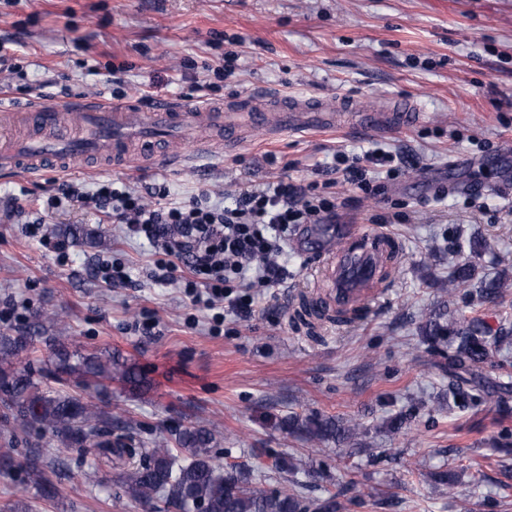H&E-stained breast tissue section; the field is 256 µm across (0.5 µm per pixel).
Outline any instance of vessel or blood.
Listing matches in <instances>:
<instances>
[{"instance_id": "vessel-or-blood-1", "label": "vessel or blood", "mask_w": 512, "mask_h": 512, "mask_svg": "<svg viewBox=\"0 0 512 512\" xmlns=\"http://www.w3.org/2000/svg\"><path fill=\"white\" fill-rule=\"evenodd\" d=\"M278 112H266L259 97H242L231 106L245 112L250 129L272 134L301 133L310 127H332L336 115L313 98L280 96ZM0 118L23 120L39 131V138L14 148L0 150V171L13 170L26 176L40 173L47 164H64L81 159L98 162L110 156L113 166L126 165L130 143L151 145L175 138L193 128H207L235 143L236 130L227 128L224 109L194 102H172L145 112L131 101L106 105L80 99L69 104L32 105L17 110L10 99L0 96ZM421 115L412 103L399 100L389 115L364 111L357 115L358 127L406 128L418 123ZM392 238L382 231L358 233L346 226L336 229V252L329 263L328 275L335 295L343 300L366 297L375 284V266Z\"/></svg>"}]
</instances>
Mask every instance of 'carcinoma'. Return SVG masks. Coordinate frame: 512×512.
I'll return each instance as SVG.
<instances>
[{
    "instance_id": "obj_1",
    "label": "carcinoma",
    "mask_w": 512,
    "mask_h": 512,
    "mask_svg": "<svg viewBox=\"0 0 512 512\" xmlns=\"http://www.w3.org/2000/svg\"><path fill=\"white\" fill-rule=\"evenodd\" d=\"M446 282L450 294L459 288H475L482 302L493 304L503 302L512 288L506 271H499L493 278L477 279L475 268L467 263L450 266ZM303 312L311 318L342 324L363 318L367 308H338L333 315L326 303L312 300L303 304ZM57 320L58 315L50 313L33 332L0 333V417L7 433L35 428L50 435L58 447L73 450L84 459H112L120 468L117 484L123 495L142 506L162 499L177 512H336V494L331 490L315 499L308 497L309 485L297 478L305 468L292 457H273L265 471L217 463L213 429L191 426L179 430L174 434V449L166 441L148 448L133 447L131 424L112 421L102 409L108 395L103 381L117 378L135 386L140 383L134 367L118 357H77L58 337H49L54 355L50 373L60 384L75 380L80 388L75 394L45 388L31 373L13 369L10 359L36 340L38 330ZM420 331L429 344L446 340L453 349L448 363V399L459 410L471 401L470 387L490 351L512 344V329L506 326L490 335L477 318L443 312L429 317ZM305 430L312 441H343L354 437L356 425L328 417L306 423ZM12 443L13 439L6 438L0 448V473L14 470ZM51 465L39 450L32 451L27 459L31 481L44 493ZM276 474L289 477L288 485L255 488L257 482Z\"/></svg>"
}]
</instances>
